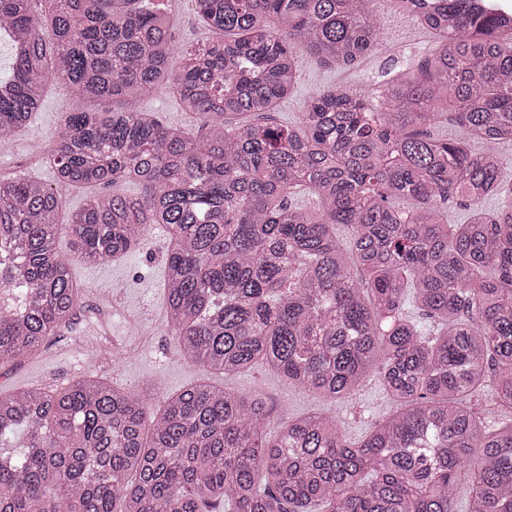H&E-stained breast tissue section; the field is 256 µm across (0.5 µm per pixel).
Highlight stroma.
Instances as JSON below:
<instances>
[{
	"label": "stroma",
	"mask_w": 512,
	"mask_h": 512,
	"mask_svg": "<svg viewBox=\"0 0 512 512\" xmlns=\"http://www.w3.org/2000/svg\"><path fill=\"white\" fill-rule=\"evenodd\" d=\"M166 7L179 43L191 45L209 39L194 0H168ZM379 24L384 33L382 44L370 56L353 63L324 64L308 52H299L298 84L291 96L280 102L277 119L296 121L304 101L340 82L380 90L387 74L402 65L417 64L436 44L435 35L410 14L384 7L379 12ZM142 107L164 124L188 132L196 127L195 118L181 110L166 87H157L143 99ZM120 108L117 101L86 100L69 89L47 86L28 130L0 147V175L22 173L53 183L51 169L32 155V143L49 142L65 113ZM166 248L167 232L158 226L122 258L102 265H75L72 273L85 288L76 324L48 338L38 355L0 364V392L63 387L79 376L102 377L122 390L147 396L155 410L165 395L205 378L227 390L264 398L271 410L269 433L279 430L282 419L329 410L345 416L342 430L351 442L362 439L374 423L393 410V401L373 374L355 394L358 413L353 416L345 403L333 404L317 393L294 388L260 363L224 376L203 374L186 362L167 331L162 289Z\"/></svg>",
	"instance_id": "1"
}]
</instances>
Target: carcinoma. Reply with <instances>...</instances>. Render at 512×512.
Here are the masks:
<instances>
[{
	"label": "carcinoma",
	"mask_w": 512,
	"mask_h": 512,
	"mask_svg": "<svg viewBox=\"0 0 512 512\" xmlns=\"http://www.w3.org/2000/svg\"><path fill=\"white\" fill-rule=\"evenodd\" d=\"M32 2L0 0V137L27 128L51 82L123 109L65 114L41 149L55 186L0 176V364L78 318L74 264L117 259L163 224L167 326L186 362L224 375L261 362L331 402L375 374L396 410L350 443L325 413L271 438L262 397L205 380L155 413L89 377L0 393V512H456L463 479L467 512H512V183L499 151L512 144V11L195 0L213 37L185 50L167 0ZM381 5L431 29L435 50L376 97L331 86L295 123L276 121L297 52L325 64L375 52ZM161 84L198 136L140 108ZM440 117L456 138L420 131ZM97 185L110 191L72 215L66 255L65 198ZM305 190L318 211L296 201ZM460 198L471 213L450 224L445 204ZM336 224L353 230L358 272ZM487 389L508 419L473 403Z\"/></svg>",
	"instance_id": "carcinoma-1"
}]
</instances>
